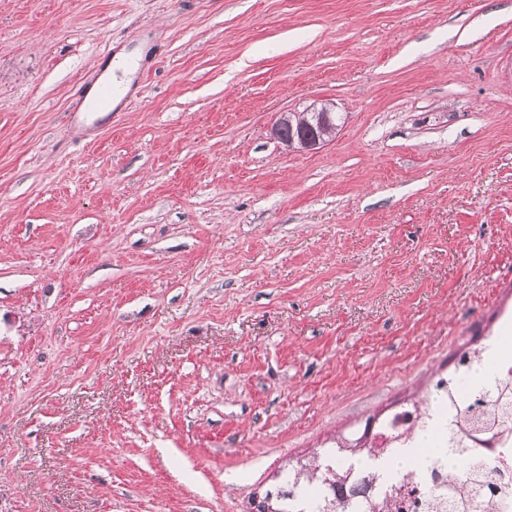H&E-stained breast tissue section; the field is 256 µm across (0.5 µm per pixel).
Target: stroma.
<instances>
[{
  "label": "stroma",
  "mask_w": 512,
  "mask_h": 512,
  "mask_svg": "<svg viewBox=\"0 0 512 512\" xmlns=\"http://www.w3.org/2000/svg\"><path fill=\"white\" fill-rule=\"evenodd\" d=\"M511 310L512 0H0V512H257ZM335 105L333 103H321L319 106L317 104L310 105L305 108V112H282L277 119L274 128L273 135L276 139H278L283 145L288 147L290 150L295 151H310L317 149L320 145L325 144L329 139L333 138L336 135V127H339L340 117L337 113H334V122L336 126L333 124L330 119V112H335ZM309 112H318L315 116V121L317 123L318 130H314L311 135L297 134L296 136H292L291 134L286 137L284 135V128L288 126L292 127V117H296L298 121V125L300 126V130H305V127L312 126L310 122L305 118Z\"/></svg>",
  "instance_id": "obj_1"
}]
</instances>
